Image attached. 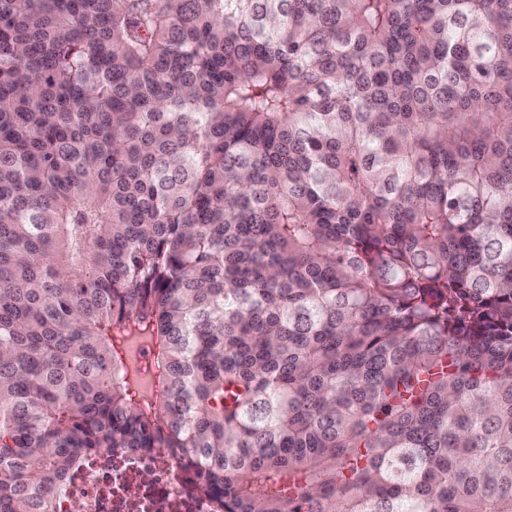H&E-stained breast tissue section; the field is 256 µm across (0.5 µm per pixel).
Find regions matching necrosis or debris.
<instances>
[{"instance_id":"obj_1","label":"necrosis or debris","mask_w":512,"mask_h":512,"mask_svg":"<svg viewBox=\"0 0 512 512\" xmlns=\"http://www.w3.org/2000/svg\"><path fill=\"white\" fill-rule=\"evenodd\" d=\"M83 512H214L187 481L180 464L161 451L105 452L74 472L56 512L71 502Z\"/></svg>"}]
</instances>
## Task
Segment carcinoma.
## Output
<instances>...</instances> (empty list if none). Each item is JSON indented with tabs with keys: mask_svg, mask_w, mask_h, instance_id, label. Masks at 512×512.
Here are the masks:
<instances>
[{
	"mask_svg": "<svg viewBox=\"0 0 512 512\" xmlns=\"http://www.w3.org/2000/svg\"><path fill=\"white\" fill-rule=\"evenodd\" d=\"M114 449L512 512V0H0V512Z\"/></svg>",
	"mask_w": 512,
	"mask_h": 512,
	"instance_id": "obj_1",
	"label": "carcinoma"
}]
</instances>
